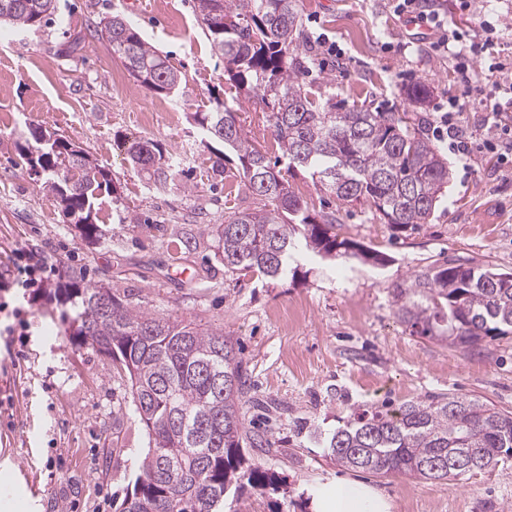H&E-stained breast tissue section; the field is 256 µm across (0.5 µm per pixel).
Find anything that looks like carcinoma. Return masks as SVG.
I'll return each mask as SVG.
<instances>
[{
	"instance_id": "carcinoma-1",
	"label": "carcinoma",
	"mask_w": 512,
	"mask_h": 512,
	"mask_svg": "<svg viewBox=\"0 0 512 512\" xmlns=\"http://www.w3.org/2000/svg\"><path fill=\"white\" fill-rule=\"evenodd\" d=\"M57 0H0V22L33 27L54 15ZM202 30L224 57V76L238 93L260 101L288 171H303L346 205H360L397 228L428 223L448 187V159L431 144L422 123L405 112H373L331 99H312L302 76L308 71L306 34L299 0H196ZM129 75L155 94L177 89L181 77L124 18L101 22ZM194 122L234 151L245 187L263 206L235 212L217 225V254L224 267L279 279L303 248L329 261L381 264L385 254L336 234V214H312L288 179L244 132L237 113L217 102L196 112ZM140 169L166 183L176 160L162 147L134 141L127 148ZM83 150L64 138L28 153L43 176L70 182L58 203L81 235L99 240L93 200L110 191L105 168L87 164ZM65 331L81 346L109 355L131 382L135 411L150 446L119 512H224L245 486L274 488L277 477L252 463L241 448L242 405L249 378L224 330L192 320H171L122 302L111 286L69 277L58 289ZM396 314L410 334L473 349L512 334V272L459 261L429 266L395 288ZM311 437L346 468L387 477L453 481L461 471L436 472L435 460L476 454L478 471L512 454V413L453 394L408 401L387 411H363L329 433Z\"/></svg>"
}]
</instances>
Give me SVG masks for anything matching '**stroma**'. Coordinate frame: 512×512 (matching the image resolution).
I'll list each match as a JSON object with an SVG mask.
<instances>
[{"label":"stroma","instance_id":"obj_1","mask_svg":"<svg viewBox=\"0 0 512 512\" xmlns=\"http://www.w3.org/2000/svg\"><path fill=\"white\" fill-rule=\"evenodd\" d=\"M429 2L472 36L479 18L498 22L492 53L512 59V0H473L466 12L456 0ZM194 4L58 0L51 23L0 27V461L18 488L12 512H117L149 446L129 380L61 323L51 293L71 269L146 313L223 330L255 396L283 404L267 421L243 407L246 429L272 444L264 451L243 440L245 455L288 490L246 489L241 512H328L340 483L371 487L389 512H512V459L449 483L379 477L337 465L308 433L343 426L354 411L448 393L512 412V335L469 350L414 336L393 297L397 284L447 259L512 270V161L487 147L483 107L463 115L472 152L449 156L448 191L428 223L392 227L341 205L308 174L289 176L312 212L335 213L337 234L386 253V265H336L309 252L283 279L227 270L215 225L262 202L245 189L236 155L218 159L193 115L224 101L269 160L279 153L262 104L225 80ZM299 5L309 43L322 36L343 53L313 52L304 80L319 101L415 119L458 95L453 58L431 52L427 32L387 0ZM115 14L179 72L177 93L149 92L113 57L98 30ZM415 84L428 88L426 106L409 100ZM37 130L64 136L109 170L113 190L95 206L104 241L80 237L32 175L24 149ZM133 140L179 159L166 185L132 167L124 144ZM41 260L51 268L42 287H11L18 266Z\"/></svg>","mask_w":512,"mask_h":512}]
</instances>
